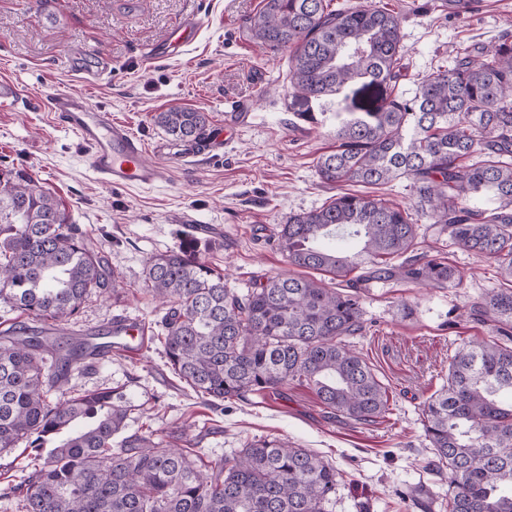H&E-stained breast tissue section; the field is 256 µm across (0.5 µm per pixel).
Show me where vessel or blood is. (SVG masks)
I'll return each instance as SVG.
<instances>
[{
    "instance_id": "b4317fda",
    "label": "vessel or blood",
    "mask_w": 512,
    "mask_h": 512,
    "mask_svg": "<svg viewBox=\"0 0 512 512\" xmlns=\"http://www.w3.org/2000/svg\"><path fill=\"white\" fill-rule=\"evenodd\" d=\"M55 123L76 135L88 148V165L97 179L115 188H150L167 175L160 162L147 158V150L129 128L113 121L111 113L94 108L86 97L73 93L54 95L50 102ZM113 345L133 342L144 332L141 320L114 317Z\"/></svg>"
}]
</instances>
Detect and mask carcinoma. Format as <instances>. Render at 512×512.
<instances>
[{
    "mask_svg": "<svg viewBox=\"0 0 512 512\" xmlns=\"http://www.w3.org/2000/svg\"><path fill=\"white\" fill-rule=\"evenodd\" d=\"M249 30L261 46L289 51L292 105L303 118L320 111L336 141L316 163L336 194L288 216L277 234L289 265L327 273L336 287L276 274L238 292L189 240L147 262L148 290L166 305L157 339L169 369L203 401L297 382L330 413L373 423L389 410V389L347 342L365 331L367 285L461 280L447 258L418 251V221L495 260L512 281V35L457 52L408 97L342 108L349 86L359 94L403 77L399 14L263 0ZM156 119L177 141L205 138L210 124L207 113L181 106ZM402 179L411 207L343 190ZM108 287L104 256L56 197L32 176L0 169V300L37 320L0 329V455L23 443L30 469L4 494L22 512H326L336 468L279 437L210 459L178 447L187 423L125 434L135 406L116 389L53 397L106 343L50 340L45 326L69 324ZM467 319L499 339L455 350L422 425L435 466L448 468V512H512V288L483 295Z\"/></svg>",
    "mask_w": 512,
    "mask_h": 512,
    "instance_id": "1",
    "label": "carcinoma"
}]
</instances>
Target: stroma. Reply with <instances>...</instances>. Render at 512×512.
Returning <instances> with one entry per match:
<instances>
[{
    "label": "stroma",
    "mask_w": 512,
    "mask_h": 512,
    "mask_svg": "<svg viewBox=\"0 0 512 512\" xmlns=\"http://www.w3.org/2000/svg\"><path fill=\"white\" fill-rule=\"evenodd\" d=\"M403 18L405 79L376 90L377 100L411 95L417 79L448 66L462 45L494 44L512 30V0H484L457 19L442 0H375ZM262 0H0V83L17 98L0 106V169L21 170L53 193L72 223L101 247L116 278L114 293L91 296L69 330L102 333L114 316L140 319L146 349L140 358L113 353L70 387H122L166 431L191 421L188 437L210 457L234 456L266 436L288 439L338 471L328 512H408L403 496L419 489L428 512H448V473L421 424L426 399L448 376L449 357L469 339H492L489 327L462 321L470 304L503 287L493 260L457 247L449 259L462 272L453 288L388 282L364 300L366 329L350 343L389 387L390 411L370 424L326 413L314 393L295 383L211 406L184 389L157 341L163 310L147 292V259L173 249L191 226L201 259L243 291L287 271L277 232L289 214L321 207L332 195L316 172L332 149L327 127L297 118L288 95L287 51L259 48L247 23ZM198 26L179 55L143 69L139 55L166 41L187 17ZM109 62L103 83H87L75 63ZM77 92L110 112L146 147L165 144L166 181L148 189L104 186L87 163L86 146L58 128L48 108L58 93ZM210 116V132H229L220 156L182 158V146L156 124L172 106ZM250 108L235 125L232 111ZM414 308L405 316L403 303Z\"/></svg>",
    "instance_id": "35a3bbf8"
}]
</instances>
